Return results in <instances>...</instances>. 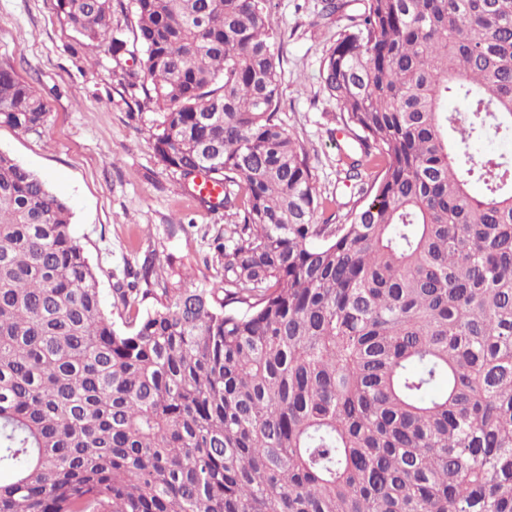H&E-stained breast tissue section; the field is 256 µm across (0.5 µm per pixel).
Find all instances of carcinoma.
<instances>
[{
  "instance_id": "cac0c4a2",
  "label": "carcinoma",
  "mask_w": 512,
  "mask_h": 512,
  "mask_svg": "<svg viewBox=\"0 0 512 512\" xmlns=\"http://www.w3.org/2000/svg\"><path fill=\"white\" fill-rule=\"evenodd\" d=\"M54 2L124 49L112 0ZM133 2L158 160L236 223L214 280L152 253L108 310L66 202L0 152V512H512V162L473 150L512 136V0L349 16L321 80L346 177L378 172L339 224L278 117L269 0ZM48 119L0 63V124Z\"/></svg>"
}]
</instances>
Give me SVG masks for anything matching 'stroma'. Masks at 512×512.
I'll list each match as a JSON object with an SVG mask.
<instances>
[{
    "mask_svg": "<svg viewBox=\"0 0 512 512\" xmlns=\"http://www.w3.org/2000/svg\"><path fill=\"white\" fill-rule=\"evenodd\" d=\"M322 7L323 0H271L270 16L282 50L279 116L307 149L333 213L354 201L355 190L343 183L347 145L320 64L347 13L326 16ZM0 61L14 66L50 112L39 136L0 124V151L67 202L74 234L100 272L103 301H110L125 269L150 251L183 259L197 280L210 277L212 239L235 218L203 203L158 161L151 139L155 110L124 78L129 55L105 46L83 49L53 0H0Z\"/></svg>",
    "mask_w": 512,
    "mask_h": 512,
    "instance_id": "1",
    "label": "stroma"
}]
</instances>
